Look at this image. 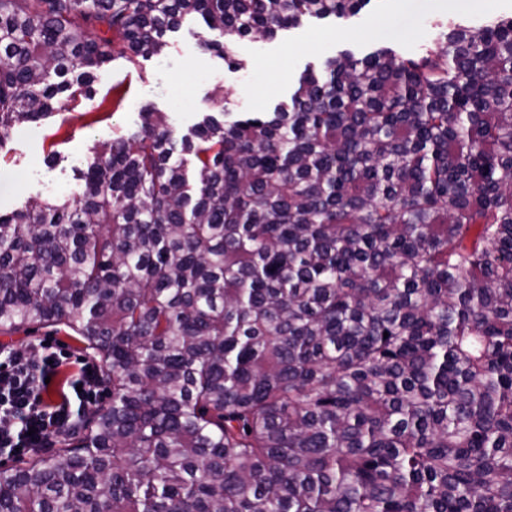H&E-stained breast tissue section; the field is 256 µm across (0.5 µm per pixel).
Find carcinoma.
<instances>
[{
  "instance_id": "1",
  "label": "carcinoma",
  "mask_w": 512,
  "mask_h": 512,
  "mask_svg": "<svg viewBox=\"0 0 512 512\" xmlns=\"http://www.w3.org/2000/svg\"><path fill=\"white\" fill-rule=\"evenodd\" d=\"M366 2L0 0V145L188 16L243 68ZM225 116L145 112L0 213V329L65 331L111 393L0 512H512V19Z\"/></svg>"
}]
</instances>
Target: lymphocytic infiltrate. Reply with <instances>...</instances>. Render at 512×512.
Here are the masks:
<instances>
[{"instance_id": "lymphocytic-infiltrate-1", "label": "lymphocytic infiltrate", "mask_w": 512, "mask_h": 512, "mask_svg": "<svg viewBox=\"0 0 512 512\" xmlns=\"http://www.w3.org/2000/svg\"><path fill=\"white\" fill-rule=\"evenodd\" d=\"M69 362V353L49 339L23 353L0 348V459L50 451L55 436L99 402L100 385L86 362L74 387L59 401L50 400L47 380Z\"/></svg>"}]
</instances>
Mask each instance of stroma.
Instances as JSON below:
<instances>
[{
    "label": "stroma",
    "mask_w": 512,
    "mask_h": 512,
    "mask_svg": "<svg viewBox=\"0 0 512 512\" xmlns=\"http://www.w3.org/2000/svg\"><path fill=\"white\" fill-rule=\"evenodd\" d=\"M499 17H512V0H369L347 20L309 19L273 38L240 40L242 69L203 50L211 31L201 17L186 18L162 56L109 61L91 98L12 129L0 148V213L77 191V171L94 147L138 130L143 111L160 113L180 133L212 109L234 118L269 112L288 100L305 70H320L341 51L361 57L390 46L417 55L449 24L480 26Z\"/></svg>",
    "instance_id": "obj_1"
}]
</instances>
